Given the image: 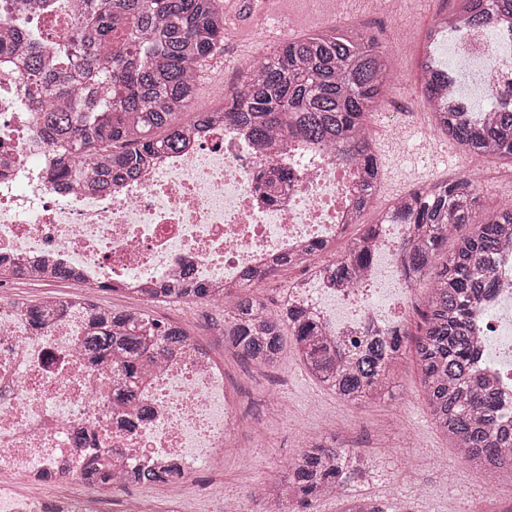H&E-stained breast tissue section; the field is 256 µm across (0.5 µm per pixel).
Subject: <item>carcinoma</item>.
Listing matches in <instances>:
<instances>
[{"label":"carcinoma","mask_w":512,"mask_h":512,"mask_svg":"<svg viewBox=\"0 0 512 512\" xmlns=\"http://www.w3.org/2000/svg\"><path fill=\"white\" fill-rule=\"evenodd\" d=\"M458 9L437 22L428 38L434 42L449 27L460 35L512 33V0H458ZM224 44L223 0H88L82 21L69 37L63 55L49 67L41 47L20 50L11 34L0 33V55L25 62L23 107L40 112L41 137L57 147L56 181L69 179L79 166L93 168L101 182L136 174L160 151H176L191 128L204 117L224 118L255 142L274 151L294 137H304L359 166L363 195L356 206L361 217L373 199L381 168L368 133V119L388 104L392 76L388 47L366 33L343 32L336 26L282 42L243 72L231 88V103L212 112L193 111L197 68ZM424 98L432 108L436 130L464 152L491 160L512 159V93L494 111L474 119L448 104L455 99L454 80L430 57L424 65ZM108 99L98 97L102 83ZM161 135H156V132ZM88 149L87 157L79 152ZM286 168L261 175L276 192L288 183ZM478 197L466 176L434 183L400 205L404 223L414 228L402 251L403 273L412 282L429 280L422 312L424 326L416 343L425 400L433 423L461 449L465 460L487 470L512 471V424L497 418L498 397L475 370L478 335L469 321L471 300L497 288L489 259L512 245V205H502L485 222L473 221ZM470 225L439 269H432L438 249L448 242V226ZM373 227L349 247L346 255L320 265L323 277L351 287L368 261L363 248ZM249 272L224 314V342L246 362L276 366L288 328L297 356L310 375L345 401L383 397L394 367L401 362L402 335L373 334L349 358H342L300 308L283 306L276 315L258 298ZM211 289L192 279L171 282L152 296L209 301ZM66 300L49 298L24 307L35 329L46 325ZM146 314L122 308L94 312L84 348L92 359L116 354L123 377L131 378L157 357L174 354L187 330L154 322ZM346 449L315 444L288 463L278 484L265 492L274 512H307L314 503L341 495ZM109 464L98 462L84 475L100 486ZM168 471L149 469L140 484L167 482ZM341 512H384L368 498H348Z\"/></svg>","instance_id":"1"}]
</instances>
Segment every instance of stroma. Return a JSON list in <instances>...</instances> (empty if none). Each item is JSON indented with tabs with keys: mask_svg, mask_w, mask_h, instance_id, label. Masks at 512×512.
<instances>
[{
	"mask_svg": "<svg viewBox=\"0 0 512 512\" xmlns=\"http://www.w3.org/2000/svg\"><path fill=\"white\" fill-rule=\"evenodd\" d=\"M254 2V13H238L227 21L222 51L200 68L195 109L222 101L226 90L257 55L293 37L289 17L307 6L306 0ZM456 8V0H413L406 11L397 7L395 0H384L378 7L338 19L344 30L375 36L390 50L394 72L388 88L389 103L372 114L369 126L382 167L399 188L377 194L359 223L349 225L332 253L318 254L317 262L345 255L365 225L377 221L397 192L404 194L422 184L452 182L466 174L480 191V217H487L512 198V163L471 154L462 157L453 144L440 156L424 154L419 148L431 123V113L422 99L421 63L428 51L425 35L435 18ZM259 13L269 18L261 30L254 24ZM395 123L401 128L397 139L390 131ZM426 293V288H417L402 316L407 351L388 392L358 403L340 400L322 387L307 373L294 350H286L274 367L242 361L213 332L214 323L224 318L223 308L208 304L184 307L161 301L144 308L135 300L101 297L102 306L146 310L153 318L185 327L208 345L223 363L229 381L244 390L256 424L254 434L242 447L224 455V466L218 472L224 481L223 495L213 493L205 473L180 488L171 483L143 485L139 494L147 512H154L161 501L175 493L182 495L186 512H258L260 503L255 493L280 480L286 461L320 440L349 449L353 464L347 475V494L378 500L386 512H403L407 506L413 512H512V474L491 473L465 462L460 449L454 448L430 418L414 351ZM271 387L288 394L291 408L287 416H278L271 408L259 410V392ZM444 465L456 473L455 490H448L441 482L439 470Z\"/></svg>",
	"mask_w": 512,
	"mask_h": 512,
	"instance_id": "obj_1",
	"label": "stroma"
}]
</instances>
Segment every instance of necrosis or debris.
Here are the masks:
<instances>
[{
    "instance_id": "1",
    "label": "necrosis or debris",
    "mask_w": 512,
    "mask_h": 512,
    "mask_svg": "<svg viewBox=\"0 0 512 512\" xmlns=\"http://www.w3.org/2000/svg\"><path fill=\"white\" fill-rule=\"evenodd\" d=\"M78 0H63L41 16L47 53L64 47ZM475 74L457 106L473 98L494 108L512 86V41L485 35L448 47ZM19 68L0 64V265L26 282L45 271L78 270L88 290L70 300L43 330H33L9 288L0 289V512H143L131 481L143 468H178L183 481L223 466L251 420L242 394L195 337L162 359L118 401L108 362H89L83 341L91 329L100 286L120 289L142 304L147 291L188 276L208 287H234L244 271L269 272L284 257H305L310 244L334 243L355 209L354 165L322 149L290 147L277 162L293 180L277 201L253 185L267 164L263 150L232 124L198 127L176 152L159 153L133 178L94 186L84 171L55 182L53 149L38 136L39 115L21 109ZM408 225L391 218L369 241L370 263L356 287L313 276L285 298L323 326L331 341L351 349L367 326L398 330L412 289L401 269ZM501 286L473 300L481 332L477 366L495 384L503 421L512 420V247L491 258ZM93 448L109 451V502L82 486ZM58 476L59 490L23 497L16 481L33 485Z\"/></svg>"
}]
</instances>
